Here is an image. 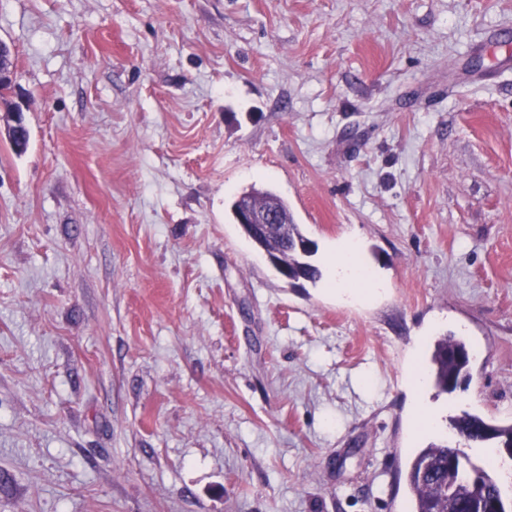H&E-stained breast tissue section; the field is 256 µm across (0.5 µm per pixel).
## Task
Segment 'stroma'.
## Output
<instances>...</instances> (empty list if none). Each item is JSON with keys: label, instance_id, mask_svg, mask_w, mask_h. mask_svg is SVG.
Instances as JSON below:
<instances>
[{"label": "stroma", "instance_id": "35a3bbf8", "mask_svg": "<svg viewBox=\"0 0 512 512\" xmlns=\"http://www.w3.org/2000/svg\"><path fill=\"white\" fill-rule=\"evenodd\" d=\"M0 41V512H408L413 449L512 421V0H0ZM254 185L380 293L284 279ZM446 334L468 388L415 390ZM13 73L14 66L10 48L7 44L0 41V85L8 83L12 85ZM8 90V87L0 86V101H3L7 107L9 106L10 101L4 98V92ZM12 124L9 126V136L8 140L10 145L17 151L20 152L24 148L25 141L29 138V130L25 123L24 112L21 108L15 105L8 112ZM23 134L26 136L22 138ZM17 143L19 145H17ZM453 433L462 437L467 441L468 445H482L489 441H495L499 447L503 444L512 445V424L506 426L499 424H492L494 430V438L492 440H486L483 432L487 427V420L484 418L471 414L469 412H463L451 419L450 422Z\"/></svg>", "mask_w": 512, "mask_h": 512}]
</instances>
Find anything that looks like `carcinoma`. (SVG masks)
Returning a JSON list of instances; mask_svg holds the SVG:
<instances>
[{"instance_id": "1", "label": "carcinoma", "mask_w": 512, "mask_h": 512, "mask_svg": "<svg viewBox=\"0 0 512 512\" xmlns=\"http://www.w3.org/2000/svg\"><path fill=\"white\" fill-rule=\"evenodd\" d=\"M252 203L263 206L269 201L277 204L282 224L265 236L258 234L251 241L258 242L266 251L288 254V264L297 267L305 281L316 282L321 278L320 269L310 258H304L290 250L297 239L305 238L295 224L288 204L269 189L252 193ZM469 350L467 342L455 336H440L434 342L430 359V376L435 386L448 393L451 379L470 382L471 359L457 358L453 352ZM453 433L467 441L468 445L486 443L483 435L487 427L484 418L464 412L450 422ZM456 456L464 459L453 467L448 459ZM496 461L487 457L481 461L448 443H431L419 449L409 462L405 480L411 495L410 512H481L495 499L505 498L503 482L496 476Z\"/></svg>"}]
</instances>
